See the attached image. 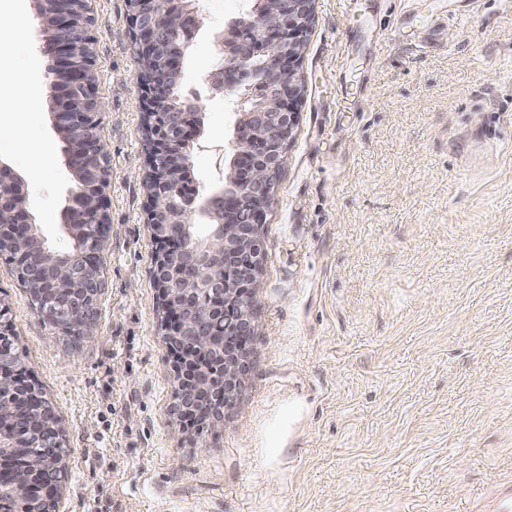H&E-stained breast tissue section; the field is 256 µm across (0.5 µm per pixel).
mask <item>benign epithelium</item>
Wrapping results in <instances>:
<instances>
[{"label":"benign epithelium","mask_w":512,"mask_h":512,"mask_svg":"<svg viewBox=\"0 0 512 512\" xmlns=\"http://www.w3.org/2000/svg\"><path fill=\"white\" fill-rule=\"evenodd\" d=\"M196 2L128 0L145 89L148 225L159 244L153 276L176 356L173 411L187 423L216 430L224 428V410L249 372L251 315L263 290L258 227L293 140L302 92L297 64L313 0H258L249 17L220 35L207 82L216 93L234 92L241 118L224 188L207 196L187 188L202 107L177 94L184 52L168 49L175 37L189 44L201 23ZM38 13L56 91L53 120L74 174L61 224L72 245L63 253L46 246L24 182L0 164V252L15 264L44 320L67 335L91 336L103 288L100 251L110 227L108 154L96 133L104 103L90 49L93 18L87 0H41ZM196 215L210 221L204 237L194 232ZM14 350L11 323L0 310V385L29 390L0 406V497L56 512L67 477L64 456L54 461L60 477L39 484L32 480L29 448L31 435L46 432L62 448L63 434ZM216 356L223 360L219 372L211 365Z\"/></svg>","instance_id":"obj_1"}]
</instances>
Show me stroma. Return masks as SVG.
<instances>
[{
	"label": "stroma",
	"instance_id": "obj_1",
	"mask_svg": "<svg viewBox=\"0 0 512 512\" xmlns=\"http://www.w3.org/2000/svg\"><path fill=\"white\" fill-rule=\"evenodd\" d=\"M109 156L104 287L90 336L43 320L0 257V307L63 431L59 512H476L512 486V6L314 0L298 123L258 229L250 370L210 430L172 412L175 359L152 276L144 90L128 0H89ZM253 0H199L182 65L201 99L190 181L224 185L239 118L206 73ZM0 32V161L47 245L73 175L34 0ZM33 98L37 111L21 108ZM48 157L26 176L29 149Z\"/></svg>",
	"mask_w": 512,
	"mask_h": 512
}]
</instances>
